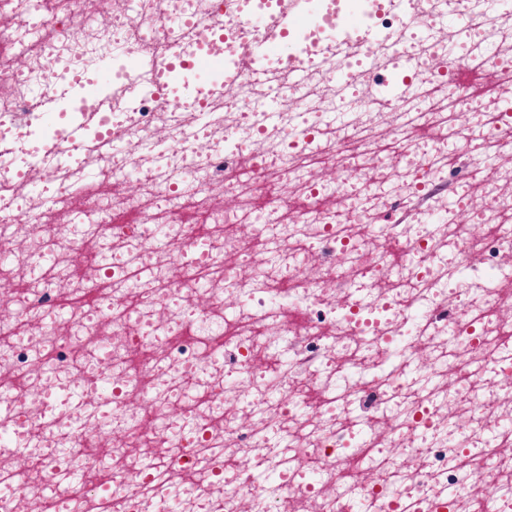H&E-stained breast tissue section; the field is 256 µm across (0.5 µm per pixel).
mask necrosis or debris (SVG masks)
<instances>
[{
	"mask_svg": "<svg viewBox=\"0 0 512 512\" xmlns=\"http://www.w3.org/2000/svg\"><path fill=\"white\" fill-rule=\"evenodd\" d=\"M203 30L257 37L0 0V512H512V12L342 0L301 76L142 92Z\"/></svg>",
	"mask_w": 512,
	"mask_h": 512,
	"instance_id": "necrosis-or-debris-1",
	"label": "necrosis or debris"
}]
</instances>
